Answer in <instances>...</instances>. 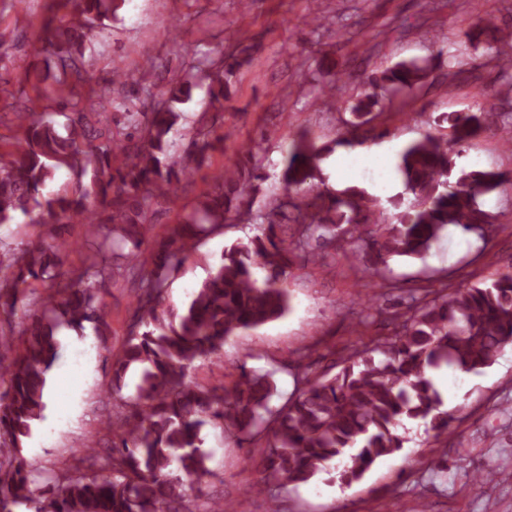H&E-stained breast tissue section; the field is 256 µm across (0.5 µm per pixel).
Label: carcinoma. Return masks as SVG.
I'll return each mask as SVG.
<instances>
[{"label": "carcinoma", "instance_id": "obj_1", "mask_svg": "<svg viewBox=\"0 0 512 512\" xmlns=\"http://www.w3.org/2000/svg\"><path fill=\"white\" fill-rule=\"evenodd\" d=\"M126 0H64L74 12L63 23L50 17L42 30L50 53L45 69L26 73L40 96L49 84L70 111L10 113L21 135L0 145V224L28 216L44 228L37 241L0 240V310L24 320L18 341L0 329V512H222L224 498L203 491L209 453L201 449L204 427H218L237 444L260 452V486L282 512L276 491L338 471L346 484L360 480L380 457L403 447L396 433L408 421L427 420L433 436L446 433L455 417L439 411L441 400L426 371L451 366L477 372L512 346V272L488 284L420 286L398 297L389 312L394 335L379 338L341 357L316 376L300 352L294 390L281 404L274 380L279 367H235L231 380L210 386L190 380L196 362L218 356L229 339L284 316L291 307L288 281L294 271L321 263L339 249L351 265L382 288L403 290L388 260L422 258L448 227L484 240L495 230L480 199L512 185V171L457 170L455 157L491 127L512 129V113L487 103L476 112L443 117L449 135L427 133L409 143L398 169L404 190L387 200L358 186L322 190L320 162L330 151L302 134L293 140L281 181L286 194L254 208L263 174L229 164L214 186L182 220L152 235L149 219L160 198L177 196L181 177L201 167L214 148L213 129L197 127L189 149L171 154L170 138L180 111L198 83L181 79L155 93L152 105L135 112L121 102L122 122L112 126L106 108L80 106L88 81L94 26L116 16ZM497 61L503 92L512 91V40L490 18L480 19ZM242 65L231 53L204 74L210 104L229 95L230 79ZM434 59L402 61L365 78L369 89L343 120L347 135L337 147H354L374 130L373 90L388 102L410 96L434 69ZM0 111V126L10 115ZM68 178L45 191L59 170ZM229 220L252 224L258 233L224 249L221 261L180 309L168 302L170 275L202 237ZM71 224L85 225L92 252L79 268L59 271L55 242ZM263 275V285L257 276ZM133 285L136 305L122 347L109 352L111 377L101 423L111 451L84 444L81 462L52 475L22 465L23 439L42 418L46 375L57 356L64 327L95 324L107 341L103 293L108 281ZM49 283L29 297L26 287ZM139 371L134 393L126 377Z\"/></svg>", "mask_w": 512, "mask_h": 512}]
</instances>
